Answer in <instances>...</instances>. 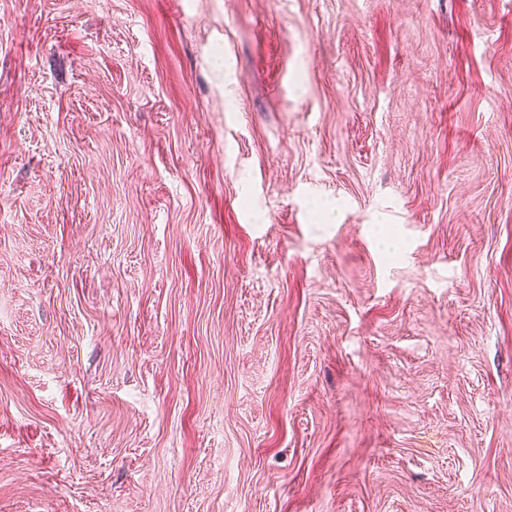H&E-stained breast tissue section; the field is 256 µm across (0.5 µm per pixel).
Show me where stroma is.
I'll list each match as a JSON object with an SVG mask.
<instances>
[{
	"label": "stroma",
	"mask_w": 512,
	"mask_h": 512,
	"mask_svg": "<svg viewBox=\"0 0 512 512\" xmlns=\"http://www.w3.org/2000/svg\"><path fill=\"white\" fill-rule=\"evenodd\" d=\"M0 512H512V0H0Z\"/></svg>",
	"instance_id": "obj_1"
}]
</instances>
